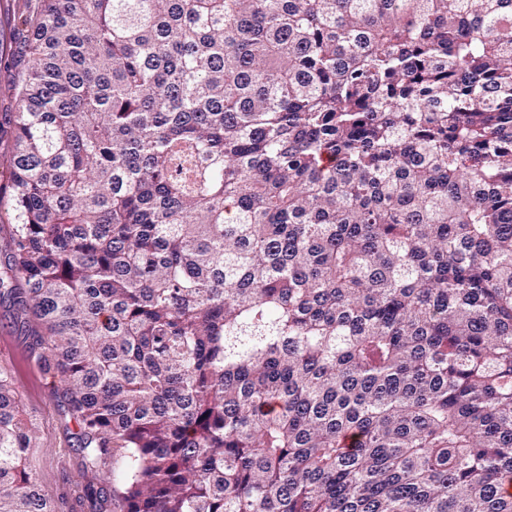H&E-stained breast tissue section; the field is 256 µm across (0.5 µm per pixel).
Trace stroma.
Here are the masks:
<instances>
[{
  "instance_id": "obj_1",
  "label": "stroma",
  "mask_w": 512,
  "mask_h": 512,
  "mask_svg": "<svg viewBox=\"0 0 512 512\" xmlns=\"http://www.w3.org/2000/svg\"><path fill=\"white\" fill-rule=\"evenodd\" d=\"M39 0H0V118L16 107L13 95L23 67L26 28L23 20L36 12ZM31 338L23 325L0 306V367L11 370L20 401L32 424L33 446L28 464L60 512H87L79 499L76 428L64 413L49 375L31 357Z\"/></svg>"
}]
</instances>
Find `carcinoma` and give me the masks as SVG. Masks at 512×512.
Returning a JSON list of instances; mask_svg holds the SVG:
<instances>
[{"label":"carcinoma","mask_w":512,"mask_h":512,"mask_svg":"<svg viewBox=\"0 0 512 512\" xmlns=\"http://www.w3.org/2000/svg\"><path fill=\"white\" fill-rule=\"evenodd\" d=\"M0 304L123 512H512V0H39ZM0 368V512H58Z\"/></svg>","instance_id":"cac0c4a2"}]
</instances>
